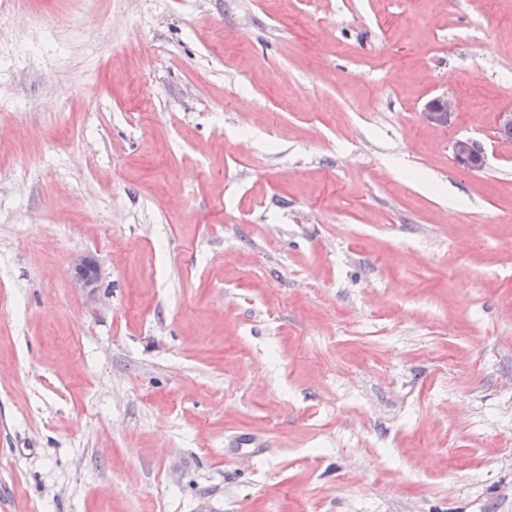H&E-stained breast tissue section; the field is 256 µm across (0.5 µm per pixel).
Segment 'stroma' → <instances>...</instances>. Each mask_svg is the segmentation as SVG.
<instances>
[{
    "label": "stroma",
    "mask_w": 512,
    "mask_h": 512,
    "mask_svg": "<svg viewBox=\"0 0 512 512\" xmlns=\"http://www.w3.org/2000/svg\"><path fill=\"white\" fill-rule=\"evenodd\" d=\"M509 107L512 0H0V512H512ZM455 109L450 97H437L431 100L422 113L425 122L433 125H447ZM451 152L455 164L465 171L476 172L485 166L482 148L470 138L455 139L451 145ZM73 282L89 296H94L101 279V268L97 260L89 254H78L72 262Z\"/></svg>",
    "instance_id": "obj_1"
}]
</instances>
